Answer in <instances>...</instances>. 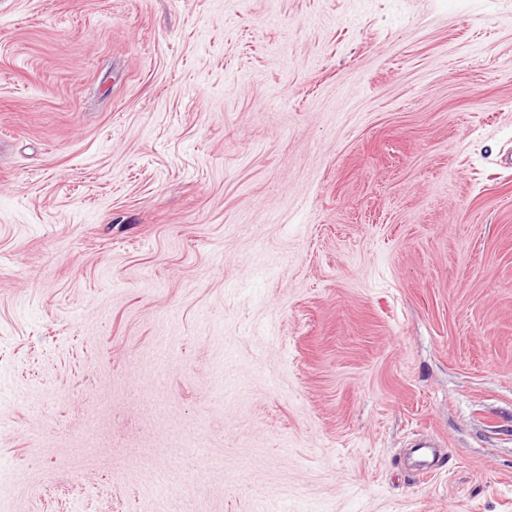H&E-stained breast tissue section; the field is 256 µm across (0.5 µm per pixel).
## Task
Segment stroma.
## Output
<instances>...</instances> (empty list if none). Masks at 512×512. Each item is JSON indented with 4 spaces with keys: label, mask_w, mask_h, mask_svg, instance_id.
<instances>
[{
    "label": "stroma",
    "mask_w": 512,
    "mask_h": 512,
    "mask_svg": "<svg viewBox=\"0 0 512 512\" xmlns=\"http://www.w3.org/2000/svg\"><path fill=\"white\" fill-rule=\"evenodd\" d=\"M510 155L512 0H0V512H512ZM436 446L438 445L435 440L426 438V440L413 447V453L415 455V472L424 476L435 470L437 459L434 448H436Z\"/></svg>",
    "instance_id": "obj_1"
}]
</instances>
